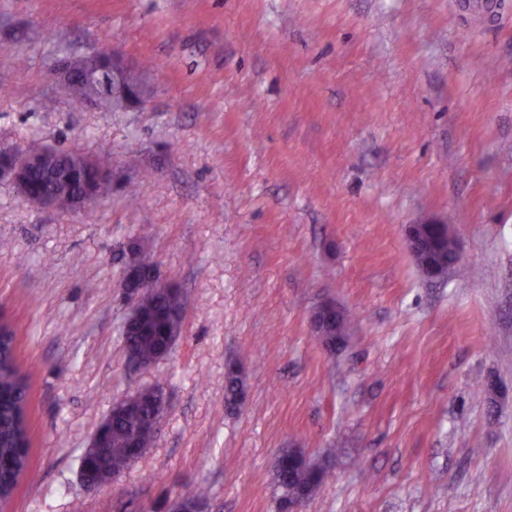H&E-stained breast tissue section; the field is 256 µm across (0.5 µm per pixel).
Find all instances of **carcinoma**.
<instances>
[{
    "mask_svg": "<svg viewBox=\"0 0 512 512\" xmlns=\"http://www.w3.org/2000/svg\"><path fill=\"white\" fill-rule=\"evenodd\" d=\"M63 92L75 103L94 98L103 106L113 104L95 86L79 82L61 84ZM36 151L44 153L43 165L27 172L26 201L34 207L48 203L59 209L72 208L74 199L92 193L103 196L110 190L112 181L101 180L98 169L102 163L85 155L77 148L60 150L43 144ZM139 304V323L129 331L126 340L146 359L157 357L165 346V336L182 323L184 303L179 288L164 289L157 278L148 274L134 285ZM349 316L342 312L325 323V339L331 344L343 343ZM28 385L20 375L13 337L0 338V488L17 486L28 466V428L26 421ZM163 399L162 391L153 387L145 389L123 415L112 420V430L105 447L87 449L96 467L112 463V469L122 472L133 463L132 449L147 448L154 433L151 420L157 413V402ZM328 475L326 462L302 459L292 470L276 472L275 482L279 497L292 496L309 487L316 489Z\"/></svg>",
    "mask_w": 512,
    "mask_h": 512,
    "instance_id": "carcinoma-1",
    "label": "carcinoma"
}]
</instances>
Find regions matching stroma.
Returning <instances> with one entry per match:
<instances>
[{"mask_svg":"<svg viewBox=\"0 0 512 512\" xmlns=\"http://www.w3.org/2000/svg\"><path fill=\"white\" fill-rule=\"evenodd\" d=\"M114 52L146 102L61 97ZM112 167L81 211L0 179V320L28 377L29 469L0 512H278L275 460L334 449L306 512H512V0H0V150ZM448 225L427 279L408 225ZM186 307L131 364L125 265ZM351 317L326 349L310 317ZM239 364L241 402L224 401ZM162 387L154 443L112 486L79 462L125 394Z\"/></svg>","mask_w":512,"mask_h":512,"instance_id":"stroma-1","label":"stroma"}]
</instances>
